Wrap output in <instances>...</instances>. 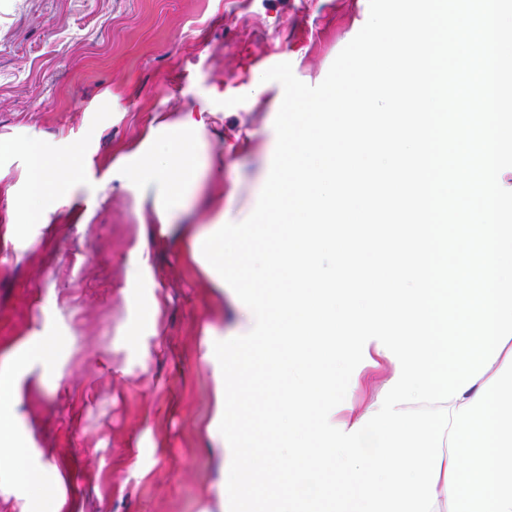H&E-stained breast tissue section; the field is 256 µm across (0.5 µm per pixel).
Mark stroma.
<instances>
[{
  "label": "stroma",
  "instance_id": "35a3bbf8",
  "mask_svg": "<svg viewBox=\"0 0 512 512\" xmlns=\"http://www.w3.org/2000/svg\"><path fill=\"white\" fill-rule=\"evenodd\" d=\"M368 13L369 0H0V136L76 146L85 162L67 205L15 238L27 161L0 157V353L31 336L63 343L17 415L36 462L58 466L70 512H223L199 357L231 314L182 232L255 208L283 99L263 73L288 62L319 84ZM190 110L219 118L202 194L165 233L127 169L156 113Z\"/></svg>",
  "mask_w": 512,
  "mask_h": 512
}]
</instances>
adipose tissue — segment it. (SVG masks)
<instances>
[{"mask_svg":"<svg viewBox=\"0 0 512 512\" xmlns=\"http://www.w3.org/2000/svg\"><path fill=\"white\" fill-rule=\"evenodd\" d=\"M205 121L185 114L177 119L157 115L151 128L153 142L140 146L129 177L150 190L152 208L162 225L172 224L182 209L185 188L197 172L201 133ZM24 153L29 160L33 190L16 204L19 221L14 235H22L33 224L69 201L82 180L83 159L79 152L66 155L46 151L39 143L0 138V155ZM58 341L51 336H32L8 349L0 357V475L27 495V512H64L66 501L47 488L42 470L32 465L26 437L18 429L15 411L22 400L21 380L33 368L49 372L59 355Z\"/></svg>","mask_w":512,"mask_h":512,"instance_id":"obj_1","label":"adipose tissue"}]
</instances>
